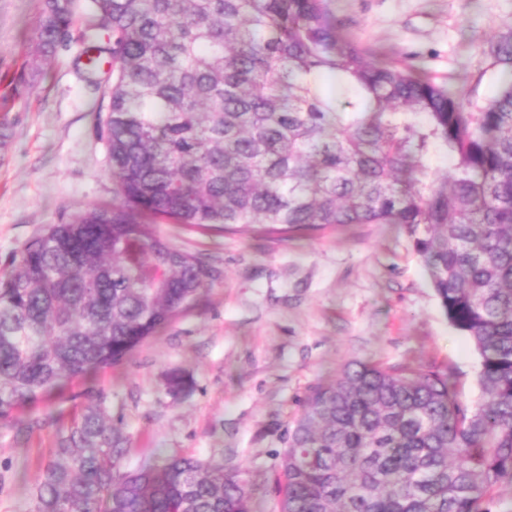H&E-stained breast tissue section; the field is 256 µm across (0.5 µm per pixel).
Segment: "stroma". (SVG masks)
Listing matches in <instances>:
<instances>
[{"label":"stroma","mask_w":512,"mask_h":512,"mask_svg":"<svg viewBox=\"0 0 512 512\" xmlns=\"http://www.w3.org/2000/svg\"><path fill=\"white\" fill-rule=\"evenodd\" d=\"M342 37L389 61L416 66L441 86L485 102L504 85L487 49L512 29V0H328ZM40 0H0V270L45 225L111 202L112 177L97 113L108 99L80 71L71 40L22 92L11 81L34 36ZM177 248L210 268L201 305L173 318L122 364L71 381L62 395L23 406L0 423V512H32L55 426L26 435L16 422L81 411L83 391L110 393L112 417L131 437L128 467L154 451L220 460L255 488L260 512H277L275 469L287 429L318 383L351 361L436 366L455 375L460 399L479 401L480 360L448 321L405 230L393 224L329 225L293 238L251 239L164 224ZM174 371L190 397L167 392Z\"/></svg>","instance_id":"stroma-1"}]
</instances>
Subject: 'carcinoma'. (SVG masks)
Masks as SVG:
<instances>
[{
  "mask_svg": "<svg viewBox=\"0 0 512 512\" xmlns=\"http://www.w3.org/2000/svg\"><path fill=\"white\" fill-rule=\"evenodd\" d=\"M85 79L112 61V204L29 239L0 275V422L127 360L198 303L210 272L159 220L241 234L331 224L406 230L449 322L480 357L482 401L436 367L346 365L312 388L278 455L279 512H490L512 486V83L479 105L343 38L327 0H86ZM43 0L22 84L72 37ZM512 69V30L490 43ZM331 73L343 96L325 95ZM448 158L437 178L428 161ZM168 393L185 398L180 373ZM59 425L34 512H257L222 462L161 452L136 469L112 401Z\"/></svg>",
  "mask_w": 512,
  "mask_h": 512,
  "instance_id": "cac0c4a2",
  "label": "carcinoma"
}]
</instances>
